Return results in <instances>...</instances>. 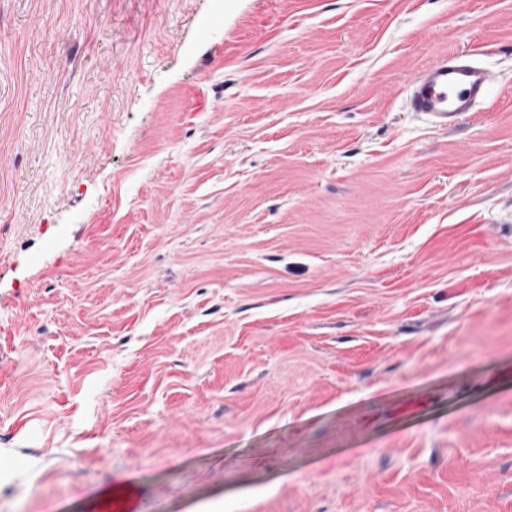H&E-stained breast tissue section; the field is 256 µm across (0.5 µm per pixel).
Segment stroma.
Returning <instances> with one entry per match:
<instances>
[{
    "instance_id": "obj_1",
    "label": "stroma",
    "mask_w": 512,
    "mask_h": 512,
    "mask_svg": "<svg viewBox=\"0 0 512 512\" xmlns=\"http://www.w3.org/2000/svg\"><path fill=\"white\" fill-rule=\"evenodd\" d=\"M121 480L512 512V0H0V512ZM494 81L480 53H444L413 78L406 93V109L427 116L436 126L450 128L460 115L475 112L487 102Z\"/></svg>"
}]
</instances>
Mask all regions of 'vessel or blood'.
I'll use <instances>...</instances> for the list:
<instances>
[{
	"mask_svg": "<svg viewBox=\"0 0 512 512\" xmlns=\"http://www.w3.org/2000/svg\"><path fill=\"white\" fill-rule=\"evenodd\" d=\"M493 84L494 74L479 53H445L413 78L406 93V109L427 116L436 126L450 128L460 115L487 102Z\"/></svg>",
	"mask_w": 512,
	"mask_h": 512,
	"instance_id": "obj_1",
	"label": "vessel or blood"
}]
</instances>
